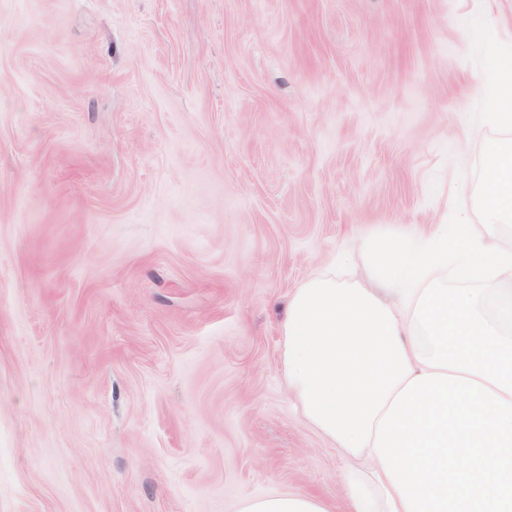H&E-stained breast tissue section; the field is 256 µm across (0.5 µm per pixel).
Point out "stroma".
I'll use <instances>...</instances> for the list:
<instances>
[{
    "mask_svg": "<svg viewBox=\"0 0 512 512\" xmlns=\"http://www.w3.org/2000/svg\"><path fill=\"white\" fill-rule=\"evenodd\" d=\"M512 0H0V512L339 502L281 365L313 273L445 224ZM329 502L303 492L288 491L244 498L237 512H332Z\"/></svg>",
    "mask_w": 512,
    "mask_h": 512,
    "instance_id": "35a3bbf8",
    "label": "stroma"
}]
</instances>
